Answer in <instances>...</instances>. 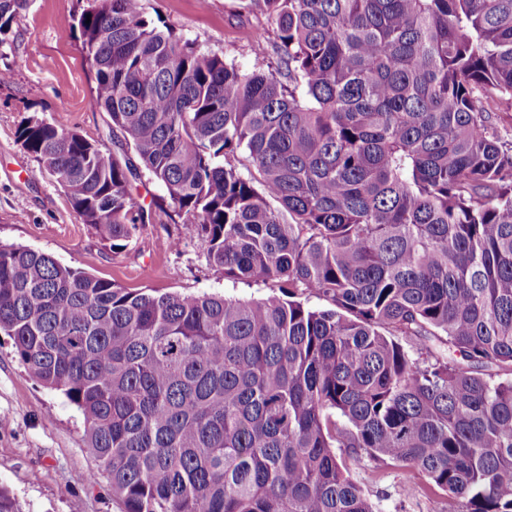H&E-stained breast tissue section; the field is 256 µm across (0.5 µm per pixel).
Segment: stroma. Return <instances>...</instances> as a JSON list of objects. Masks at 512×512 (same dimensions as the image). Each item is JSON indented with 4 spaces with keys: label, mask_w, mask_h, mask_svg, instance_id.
Returning <instances> with one entry per match:
<instances>
[{
    "label": "stroma",
    "mask_w": 512,
    "mask_h": 512,
    "mask_svg": "<svg viewBox=\"0 0 512 512\" xmlns=\"http://www.w3.org/2000/svg\"><path fill=\"white\" fill-rule=\"evenodd\" d=\"M85 0H31L0 44V245L51 255L60 264L160 293H223L266 299L259 282L233 283L212 265L200 240L179 224L164 187L140 178L130 192L148 214L124 248L102 242L73 210L64 190L39 174L38 164L16 140L29 117L62 123L88 141L122 155L125 144L106 112L93 108L94 85L79 33L72 26ZM150 16L176 32L229 54L240 70L261 61L254 30L263 18L239 16L238 0H145ZM353 480L377 512H443L441 493L406 495L422 483L415 470L347 459ZM85 443L82 414L62 394L38 385L18 361L13 342L0 333V487L22 512H124ZM97 474L89 482L88 474Z\"/></svg>",
    "instance_id": "stroma-1"
}]
</instances>
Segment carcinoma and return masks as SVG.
<instances>
[{
  "instance_id": "cac0c4a2",
  "label": "carcinoma",
  "mask_w": 512,
  "mask_h": 512,
  "mask_svg": "<svg viewBox=\"0 0 512 512\" xmlns=\"http://www.w3.org/2000/svg\"><path fill=\"white\" fill-rule=\"evenodd\" d=\"M86 2L91 105L138 163L35 116L17 142L112 248L145 173L224 278L278 291L130 290L0 246V332L125 512H376L338 448L512 512V0H238L268 24L249 73L143 0Z\"/></svg>"
}]
</instances>
